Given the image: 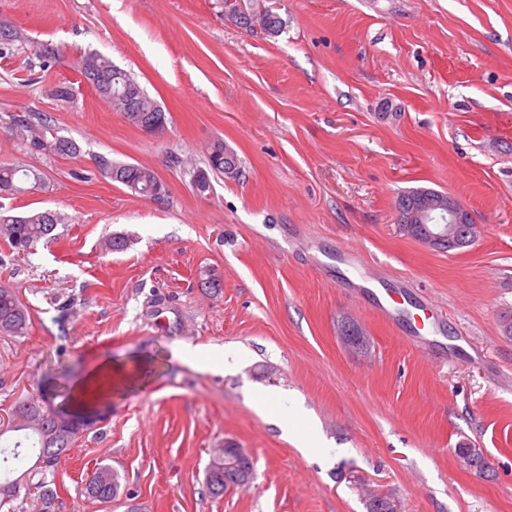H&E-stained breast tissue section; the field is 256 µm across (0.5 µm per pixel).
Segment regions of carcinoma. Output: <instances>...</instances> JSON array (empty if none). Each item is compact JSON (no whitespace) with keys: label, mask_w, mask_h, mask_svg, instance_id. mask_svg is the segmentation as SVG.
I'll return each instance as SVG.
<instances>
[{"label":"carcinoma","mask_w":512,"mask_h":512,"mask_svg":"<svg viewBox=\"0 0 512 512\" xmlns=\"http://www.w3.org/2000/svg\"><path fill=\"white\" fill-rule=\"evenodd\" d=\"M281 16L268 8L261 18V31L267 36L277 35L283 28ZM79 71L92 67L107 72L112 79L108 92H98L99 97L107 100L112 109L120 113L127 122L135 127L140 124L131 119L128 112L125 90L133 88L137 92L139 115L159 120L157 130L166 129V115L161 106L141 87L140 83L126 70L116 66L112 59L97 52L81 57ZM12 125L19 131L23 147L27 153L49 158L51 156H76L79 145L71 138L58 136L50 132L49 121L38 113L24 112L14 114ZM98 171L106 178L125 186L133 194L153 200H161L168 194V187L153 170L136 164L114 162L98 155L95 157ZM222 174L228 179L243 176L240 160L223 141H215L208 152L206 167L197 168L192 174L194 190L205 195L212 192L210 174ZM33 178V187L41 185L38 173L24 169L19 165L0 163V197L18 194L24 191L21 183ZM62 218L56 213L29 211L24 214L12 210H0V240L11 249L28 254L41 240L51 239V234ZM30 311L20 299L17 289L0 284V334L6 336H24L28 332ZM48 405L45 399L26 398L16 402L12 408L11 419L16 421L14 431L20 433V440L12 449L0 448V469L9 467L20 456L19 448L25 447L34 456L31 466L17 475L21 486L36 491L35 507L37 512H55L59 499L58 491L48 476L60 458L69 453L81 437V432L61 428L47 416H37L39 405ZM206 488L210 495L222 497L224 488V453L217 450L205 472ZM121 487L120 474L112 466L103 464L81 486V494L87 499L108 507L116 499ZM19 496L11 480L0 481V508L8 507L13 512L12 502Z\"/></svg>","instance_id":"1"}]
</instances>
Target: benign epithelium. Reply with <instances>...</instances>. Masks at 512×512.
<instances>
[{
  "mask_svg": "<svg viewBox=\"0 0 512 512\" xmlns=\"http://www.w3.org/2000/svg\"><path fill=\"white\" fill-rule=\"evenodd\" d=\"M396 223L400 231L414 234L425 246L433 249L451 250L468 237L472 224L470 212L455 199L439 193L429 197L423 206H404L396 209ZM346 345L362 348L364 336L358 326L346 324L342 328ZM44 415L52 417L60 426L88 430L94 426L96 415H66L56 408H49ZM455 457L462 467L484 471L481 461L484 455L475 448H458ZM255 477L252 458L245 448L224 449V482L231 487H243ZM367 498L377 500L381 512H401L399 500L383 491H370Z\"/></svg>",
  "mask_w": 512,
  "mask_h": 512,
  "instance_id": "1",
  "label": "benign epithelium"
}]
</instances>
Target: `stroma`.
Here are the masks:
<instances>
[{
    "mask_svg": "<svg viewBox=\"0 0 512 512\" xmlns=\"http://www.w3.org/2000/svg\"><path fill=\"white\" fill-rule=\"evenodd\" d=\"M285 28L255 34L224 0H0V162L42 189L5 199L50 210L57 238L17 256L0 242V283L30 307L27 335L0 336V416L55 395L95 361L120 364L100 423L55 467L62 512H366L362 487L402 512H512V0H266ZM56 57L30 82L42 47ZM131 72L166 114L130 125L86 85L81 55ZM61 83L76 95L51 94ZM39 112L78 156L27 154L9 117ZM221 139L243 176L192 172ZM153 170V201L101 176L93 158ZM428 188L478 229L452 251L399 233L394 201ZM130 238L105 251L108 235ZM374 273L404 294L383 318L360 288ZM432 302L421 346L411 321ZM355 322L370 350L346 348ZM238 349L216 373L177 346ZM303 406L328 456L283 436L278 406ZM482 451L485 473L455 450ZM249 449L256 478L213 497V450ZM119 472L110 507L80 494L95 465Z\"/></svg>",
    "mask_w": 512,
    "mask_h": 512,
    "instance_id": "stroma-1",
    "label": "stroma"
}]
</instances>
